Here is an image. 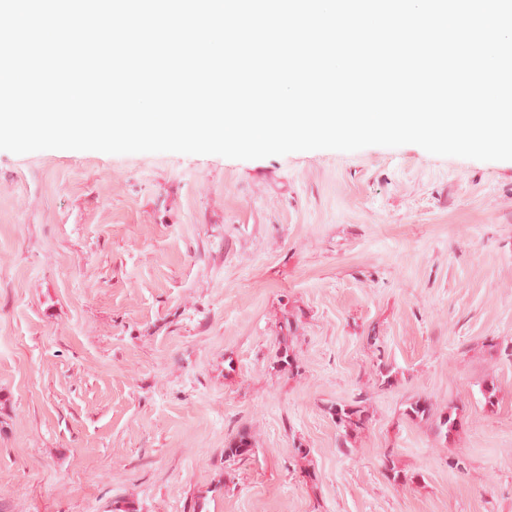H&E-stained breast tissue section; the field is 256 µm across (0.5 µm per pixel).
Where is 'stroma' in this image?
I'll return each instance as SVG.
<instances>
[{"instance_id":"35a3bbf8","label":"stroma","mask_w":512,"mask_h":512,"mask_svg":"<svg viewBox=\"0 0 512 512\" xmlns=\"http://www.w3.org/2000/svg\"><path fill=\"white\" fill-rule=\"evenodd\" d=\"M505 344L512 161L0 151V512H512ZM453 411H449L444 414V411L436 412L431 404L427 403L426 400L418 399L409 404L407 415L412 419L420 418L427 419L433 418L432 420V430L435 437L442 442H448V440L453 436L459 427V421L457 418L456 408L452 409ZM362 402L357 400L354 404L336 407V424L343 431L345 441L352 432L361 431L366 426L368 418L361 407Z\"/></svg>"}]
</instances>
